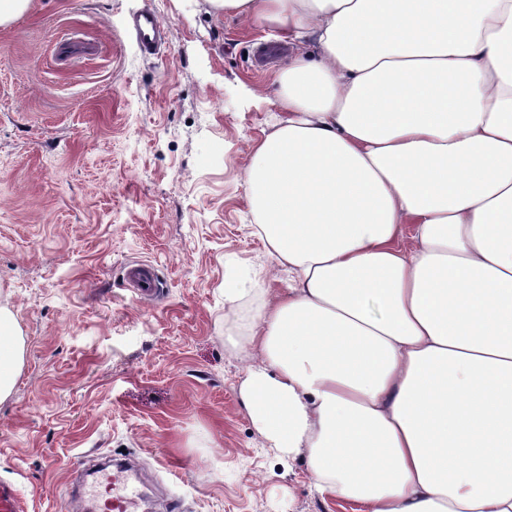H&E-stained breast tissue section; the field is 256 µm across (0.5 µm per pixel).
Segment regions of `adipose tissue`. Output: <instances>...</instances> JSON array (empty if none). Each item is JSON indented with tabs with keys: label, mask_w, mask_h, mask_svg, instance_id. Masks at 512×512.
Segmentation results:
<instances>
[{
	"label": "adipose tissue",
	"mask_w": 512,
	"mask_h": 512,
	"mask_svg": "<svg viewBox=\"0 0 512 512\" xmlns=\"http://www.w3.org/2000/svg\"><path fill=\"white\" fill-rule=\"evenodd\" d=\"M301 45L245 172L252 425L365 512H512V0H208ZM23 362L0 308V400Z\"/></svg>",
	"instance_id": "ef3b65f1"
}]
</instances>
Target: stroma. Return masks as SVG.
Here are the masks:
<instances>
[{
  "instance_id": "stroma-1",
  "label": "stroma",
  "mask_w": 512,
  "mask_h": 512,
  "mask_svg": "<svg viewBox=\"0 0 512 512\" xmlns=\"http://www.w3.org/2000/svg\"><path fill=\"white\" fill-rule=\"evenodd\" d=\"M165 38L142 52L134 14ZM266 33L206 0H30L0 25V307L23 343L0 400V483L26 512H81L73 482L125 463L138 512H361L281 461L239 398L257 304L224 291L266 271L245 184L272 130L284 60L255 71ZM162 292L131 290L128 263ZM126 281L143 296H152L160 291L162 284L155 267L148 263H137L127 267ZM266 288L259 285V279L251 282V288H228L224 291V315L229 317L235 315L239 310L245 294L252 292H264ZM226 310V311H225Z\"/></svg>"
}]
</instances>
